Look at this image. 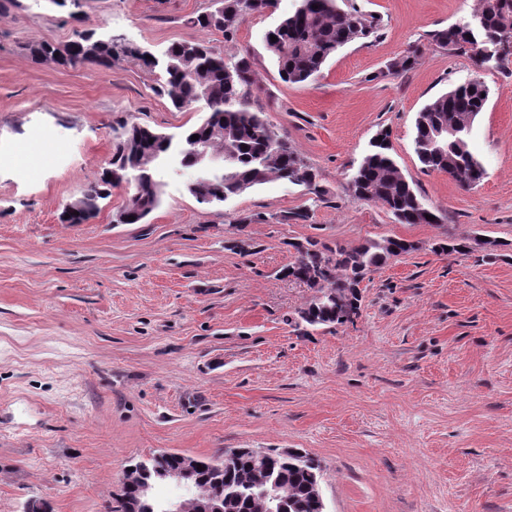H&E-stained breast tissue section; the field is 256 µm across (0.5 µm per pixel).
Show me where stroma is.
Returning <instances> with one entry per match:
<instances>
[{"instance_id":"stroma-1","label":"stroma","mask_w":512,"mask_h":512,"mask_svg":"<svg viewBox=\"0 0 512 512\" xmlns=\"http://www.w3.org/2000/svg\"><path fill=\"white\" fill-rule=\"evenodd\" d=\"M381 37L341 49L312 82L284 83L264 34L297 0L250 18L248 49L264 113L318 171L327 202L270 181L220 206L198 204L196 172L155 170L162 201L143 224L115 218L113 188L84 224L66 203L135 121L180 136L204 110L175 109L134 59L111 67L36 63L33 40L66 43V12L0 9V512H116L122 477L158 451L222 457L228 448L306 450L322 467L326 512H512V71L429 44L470 19L475 0H355ZM211 0H88L85 27L154 54L200 38L189 19ZM424 50L408 70L389 64ZM490 89L469 147L486 169L464 188L424 171L415 119L453 85ZM438 224H401L348 196V177L381 129ZM311 205V204H310ZM266 223H243L246 215ZM497 252H434L447 237ZM352 248L400 237L413 251L360 285L354 323L296 331L312 292L282 278L294 242Z\"/></svg>"}]
</instances>
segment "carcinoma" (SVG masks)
<instances>
[{
	"label": "carcinoma",
	"instance_id": "obj_1",
	"mask_svg": "<svg viewBox=\"0 0 512 512\" xmlns=\"http://www.w3.org/2000/svg\"><path fill=\"white\" fill-rule=\"evenodd\" d=\"M50 8L64 10L69 18L81 21L87 0H34ZM278 0H217L210 9L190 18L189 23L205 33L224 36L226 51L205 40L171 44L160 57L146 58L147 52L131 42H119L112 35L94 29L76 30L64 44L34 41L26 50L32 61H52L61 66L91 64L112 66L120 55L138 61L157 73L155 92L169 99L177 110L202 104L204 120L183 132L179 139L138 122H124L115 130L112 155L99 176L74 200L77 214L60 216V221L83 224L99 211V201L112 195L116 182L106 176L116 172L131 178L130 193L117 222L142 223L159 205L161 184L155 179L158 164L175 154L184 167L194 168V149L200 145L224 160V169L205 180L194 181L188 192L201 205L220 204L270 180L303 187L313 203L327 195L317 171L297 148L281 136L261 112L250 109L253 94L262 91L255 80L253 59L246 49L233 47L239 27L247 19L277 9ZM482 25L476 29L459 22L435 31L431 40L452 53L471 52L478 42L498 41L512 32V0H480L476 11ZM382 20L356 7L342 9L337 0H300L298 7L284 15L264 34L267 50L276 58L280 79L303 84L318 75L336 52L352 43L380 35ZM277 41H271V36ZM423 52L411 47L407 55L389 64L391 71L409 69ZM489 88L476 76L437 96L418 112L415 121L414 152L427 171H438L464 187L478 185L485 176L482 162L468 148V137L476 118L485 111ZM198 139H192V136ZM348 180V194L354 199L377 201L401 224H438L437 212L423 201L399 169L392 156L390 132H380ZM433 219H428V216ZM135 220H129V217ZM313 209L297 208L283 215L245 216L243 224H308ZM290 246L295 260L281 275L299 281L312 290L310 299L297 312V325L331 328L354 323L361 308L359 286L368 273L387 261L414 250L401 238L386 237L358 247H331L313 237ZM436 250L448 253L470 251L465 239L448 237ZM259 458L254 450L243 448L231 465L215 458H198L203 470L189 478L191 487L183 502L189 504L201 494L222 497L233 512H325L321 492L322 466L307 452L268 450ZM143 480L160 485L158 470L181 465L177 454L161 452L141 460Z\"/></svg>",
	"mask_w": 512,
	"mask_h": 512
}]
</instances>
